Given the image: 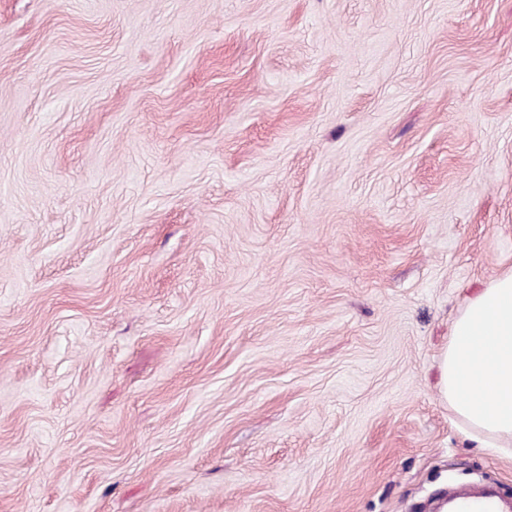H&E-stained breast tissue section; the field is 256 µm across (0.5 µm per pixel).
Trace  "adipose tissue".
I'll return each instance as SVG.
<instances>
[{"mask_svg":"<svg viewBox=\"0 0 512 512\" xmlns=\"http://www.w3.org/2000/svg\"><path fill=\"white\" fill-rule=\"evenodd\" d=\"M438 368V393L470 438L512 457V271L492 278L455 319Z\"/></svg>","mask_w":512,"mask_h":512,"instance_id":"adipose-tissue-1","label":"adipose tissue"}]
</instances>
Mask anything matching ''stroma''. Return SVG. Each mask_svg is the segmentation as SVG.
Listing matches in <instances>:
<instances>
[{
	"label": "stroma",
	"instance_id": "1",
	"mask_svg": "<svg viewBox=\"0 0 512 512\" xmlns=\"http://www.w3.org/2000/svg\"><path fill=\"white\" fill-rule=\"evenodd\" d=\"M512 270V0H0V512L512 499L438 392Z\"/></svg>",
	"mask_w": 512,
	"mask_h": 512
}]
</instances>
